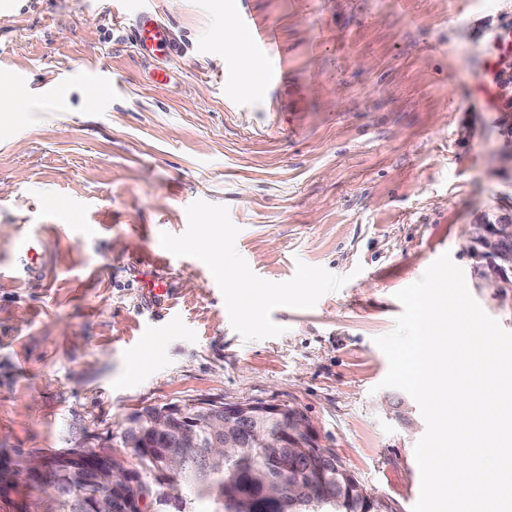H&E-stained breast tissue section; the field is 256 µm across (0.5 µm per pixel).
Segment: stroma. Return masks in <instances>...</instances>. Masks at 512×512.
Instances as JSON below:
<instances>
[{"mask_svg": "<svg viewBox=\"0 0 512 512\" xmlns=\"http://www.w3.org/2000/svg\"><path fill=\"white\" fill-rule=\"evenodd\" d=\"M142 12L168 53L131 45ZM229 20L273 49L228 50ZM504 28L512 0H0V263L27 232L44 244L26 280L0 277V512H31L34 454L89 438L133 469L126 418L200 400L298 409L387 512H412L426 423L381 388L374 339L445 253L512 331L469 242L512 208ZM101 68L102 100L52 96ZM225 259L267 296L213 285Z\"/></svg>", "mask_w": 512, "mask_h": 512, "instance_id": "35a3bbf8", "label": "stroma"}]
</instances>
